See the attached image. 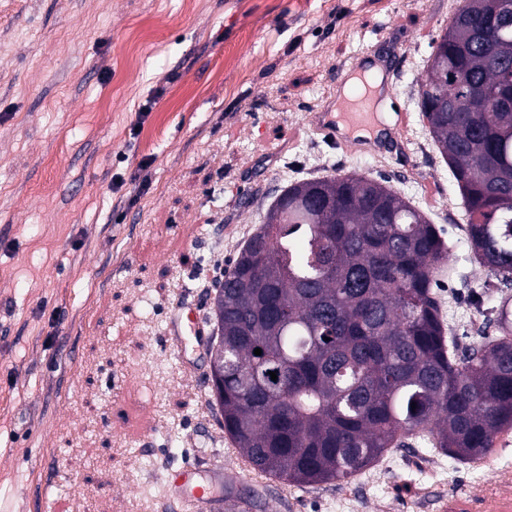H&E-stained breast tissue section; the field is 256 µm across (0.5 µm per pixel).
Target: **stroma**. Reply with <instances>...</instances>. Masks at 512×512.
I'll list each match as a JSON object with an SVG mask.
<instances>
[{"label": "stroma", "mask_w": 512, "mask_h": 512, "mask_svg": "<svg viewBox=\"0 0 512 512\" xmlns=\"http://www.w3.org/2000/svg\"><path fill=\"white\" fill-rule=\"evenodd\" d=\"M456 2L0 0V512H164L178 467L213 481L202 512L249 494L252 512H442L512 491V432L478 471L412 438L384 482L254 489L202 392L207 353L170 333L176 306L209 310L215 261L284 186L357 173L435 224L441 303L460 345L477 337L495 298L447 164L419 148L418 91ZM375 39L402 60L385 122L408 147L332 146L314 116Z\"/></svg>", "instance_id": "obj_1"}]
</instances>
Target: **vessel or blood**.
Here are the masks:
<instances>
[{"instance_id":"1","label":"vessel or blood","mask_w":512,"mask_h":512,"mask_svg":"<svg viewBox=\"0 0 512 512\" xmlns=\"http://www.w3.org/2000/svg\"><path fill=\"white\" fill-rule=\"evenodd\" d=\"M372 55L371 45H364L353 54L342 68L341 76L336 79L337 90H350L349 111L345 124H337L331 113L318 114L315 129L331 143L342 145H359L363 142L382 144L386 141L400 142L399 126H383L372 119L365 107V96L359 89L349 88L348 83L354 74L359 73L361 64ZM173 332L180 344H192L200 348L208 343L206 317L198 310L178 312L172 323ZM193 473L188 469H176L170 472L168 482L172 491L171 498L176 501L180 512H195L199 504L213 497L211 485L196 484L192 481Z\"/></svg>"}]
</instances>
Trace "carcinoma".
<instances>
[{
	"instance_id": "1",
	"label": "carcinoma",
	"mask_w": 512,
	"mask_h": 512,
	"mask_svg": "<svg viewBox=\"0 0 512 512\" xmlns=\"http://www.w3.org/2000/svg\"><path fill=\"white\" fill-rule=\"evenodd\" d=\"M480 2L464 0L434 40L419 109L491 276L481 288L502 295L512 288V106L499 94L512 86V0L483 33L470 23ZM472 82L487 92L477 111H442ZM447 257L435 226L375 179L283 190L208 317L213 404L253 469L303 488L344 482L409 438L470 462L512 429V302L491 309L496 335L459 346L432 291Z\"/></svg>"
}]
</instances>
